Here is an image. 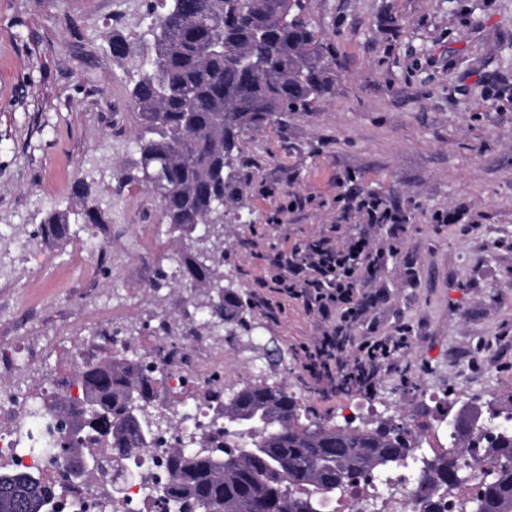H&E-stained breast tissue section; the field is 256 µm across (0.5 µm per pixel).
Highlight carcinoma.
Returning a JSON list of instances; mask_svg holds the SVG:
<instances>
[{
    "label": "carcinoma",
    "mask_w": 512,
    "mask_h": 512,
    "mask_svg": "<svg viewBox=\"0 0 512 512\" xmlns=\"http://www.w3.org/2000/svg\"><path fill=\"white\" fill-rule=\"evenodd\" d=\"M301 0H152L150 52L136 61L129 99L141 121L137 171L156 195L172 234L208 233L192 251L173 258L180 282L204 288L218 278L214 259L222 238L224 202L234 196L240 140L250 130L289 112H304L331 88L333 62L301 15ZM113 57L130 56L127 40L112 35ZM79 211H49L41 224L47 240L70 235L69 216L103 224L108 211L90 187L74 186ZM241 302L224 289L209 306L206 330L220 335ZM73 381L82 401L98 413L70 408L66 396L50 408L80 437L75 454L97 450L102 461L124 467L150 442L149 427L169 417L149 410L154 379L143 367L110 352L82 364ZM217 418L238 428L224 432V453L207 439L198 449L171 448L170 481L159 512H318L314 496H334L352 478L412 457L421 435L395 434L392 425L352 430L300 422L295 398L284 387L254 385L224 401ZM505 464L473 498L470 512H512V440L485 438ZM423 481L446 489L459 484L447 455L420 460ZM55 485L44 474L0 463V512H51Z\"/></svg>",
    "instance_id": "obj_1"
}]
</instances>
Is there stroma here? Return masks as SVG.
<instances>
[{
	"instance_id": "35a3bbf8",
	"label": "stroma",
	"mask_w": 512,
	"mask_h": 512,
	"mask_svg": "<svg viewBox=\"0 0 512 512\" xmlns=\"http://www.w3.org/2000/svg\"><path fill=\"white\" fill-rule=\"evenodd\" d=\"M147 0H0V392L53 400L98 348L127 357L200 329L216 288L162 280L191 241L169 234L135 181L140 120L112 33L149 51ZM338 67L331 92L245 134L224 206L223 284L244 326L224 327L225 395L286 386L302 422L376 427L420 414V390L512 410V0H304ZM91 186L105 223L61 245L40 225ZM388 213L370 224L367 206ZM366 233L384 250L355 290L347 355L405 333L373 391L315 382L306 346L339 324L280 293L271 259L297 244Z\"/></svg>"
}]
</instances>
